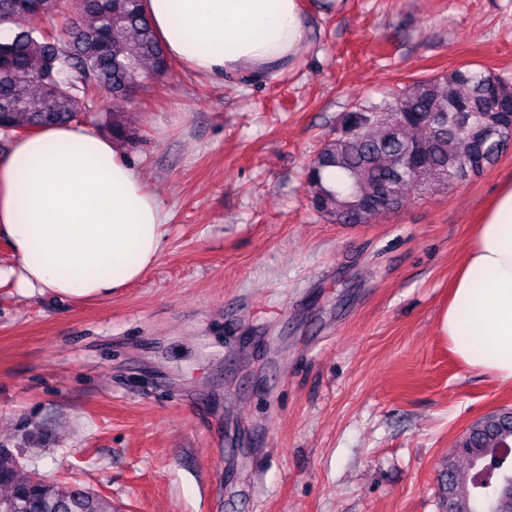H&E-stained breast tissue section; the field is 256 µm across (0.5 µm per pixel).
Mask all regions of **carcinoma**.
Masks as SVG:
<instances>
[{"mask_svg":"<svg viewBox=\"0 0 512 512\" xmlns=\"http://www.w3.org/2000/svg\"><path fill=\"white\" fill-rule=\"evenodd\" d=\"M0 26L10 30L0 42V146L78 121L89 94L128 99L171 69L143 0H0ZM91 123L137 139L128 117L106 107ZM511 136L512 81L463 64L340 113L305 169L307 199L337 224H368L398 209L406 191H448L480 175ZM459 451L466 470L450 464L438 475L441 512H512V407L472 424ZM19 466V452L0 445V512H114L83 486L21 480Z\"/></svg>","mask_w":512,"mask_h":512,"instance_id":"carcinoma-1","label":"carcinoma"}]
</instances>
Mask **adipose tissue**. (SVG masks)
Listing matches in <instances>:
<instances>
[{
	"mask_svg": "<svg viewBox=\"0 0 512 512\" xmlns=\"http://www.w3.org/2000/svg\"><path fill=\"white\" fill-rule=\"evenodd\" d=\"M171 60L231 83L275 78L311 48L300 0H145ZM168 214L124 142L77 124L14 138L0 154V280L73 300L111 295L159 258ZM441 329L468 367L512 384V181L485 208Z\"/></svg>",
	"mask_w": 512,
	"mask_h": 512,
	"instance_id": "adipose-tissue-1",
	"label": "adipose tissue"
}]
</instances>
